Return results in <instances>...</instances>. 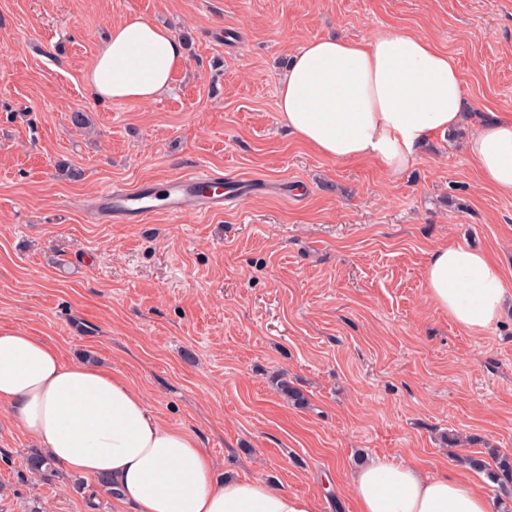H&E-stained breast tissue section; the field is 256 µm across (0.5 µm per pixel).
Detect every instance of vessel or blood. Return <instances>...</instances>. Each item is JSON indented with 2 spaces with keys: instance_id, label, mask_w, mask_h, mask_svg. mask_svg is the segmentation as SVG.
Returning a JSON list of instances; mask_svg holds the SVG:
<instances>
[{
  "instance_id": "obj_1",
  "label": "vessel or blood",
  "mask_w": 512,
  "mask_h": 512,
  "mask_svg": "<svg viewBox=\"0 0 512 512\" xmlns=\"http://www.w3.org/2000/svg\"><path fill=\"white\" fill-rule=\"evenodd\" d=\"M260 187V182L252 178L228 182L222 174L203 171L175 177L158 186L138 183L104 191L88 214L97 224H139L159 212L173 217L191 212L220 214L228 203L241 200Z\"/></svg>"
}]
</instances>
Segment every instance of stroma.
<instances>
[{"mask_svg":"<svg viewBox=\"0 0 512 512\" xmlns=\"http://www.w3.org/2000/svg\"><path fill=\"white\" fill-rule=\"evenodd\" d=\"M131 16L181 38L184 65L155 101L97 100L85 73ZM391 25L456 58L475 121L512 115V0H0V329L99 362L197 436L217 474L317 512H357L350 475L373 457L511 501L466 459L512 454V305L464 331L428 299L425 270L436 246L461 244L512 282V196L483 181L464 134L433 135L394 178L316 154L278 111L305 42ZM76 110L91 128L71 125ZM203 170L265 189L220 215L88 221L106 188ZM37 450L0 413V512H113L94 478L34 482Z\"/></svg>","mask_w":512,"mask_h":512,"instance_id":"stroma-1","label":"stroma"}]
</instances>
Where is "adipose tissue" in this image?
I'll return each mask as SVG.
<instances>
[{
    "label": "adipose tissue",
    "mask_w": 512,
    "mask_h": 512,
    "mask_svg": "<svg viewBox=\"0 0 512 512\" xmlns=\"http://www.w3.org/2000/svg\"><path fill=\"white\" fill-rule=\"evenodd\" d=\"M183 64L174 34L132 17L113 25L86 82L96 98L147 103ZM277 106L290 132L320 155L370 159L392 176L430 135L470 120L455 58L396 27L363 40L308 41L279 83ZM464 150L497 192L512 196V117L481 125ZM425 279L435 307L468 332L489 327L512 296L498 264L463 246L435 248ZM0 410L65 469L111 477L115 501L132 512H316L311 498L257 479L216 481L199 439L161 423L125 379L64 361L23 329L0 330ZM351 489L359 512H491L476 483L385 459L359 469Z\"/></svg>",
    "instance_id": "ef3b65f1"
}]
</instances>
